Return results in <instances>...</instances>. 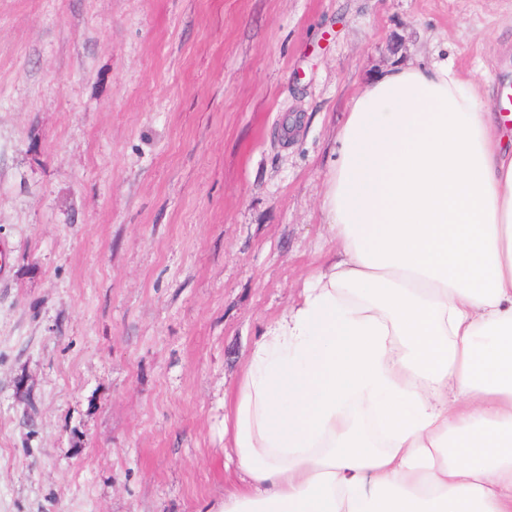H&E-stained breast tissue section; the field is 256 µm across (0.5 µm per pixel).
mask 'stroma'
Instances as JSON below:
<instances>
[{"label": "stroma", "instance_id": "stroma-1", "mask_svg": "<svg viewBox=\"0 0 512 512\" xmlns=\"http://www.w3.org/2000/svg\"><path fill=\"white\" fill-rule=\"evenodd\" d=\"M444 61L512 84V0H0V512H219L346 114Z\"/></svg>", "mask_w": 512, "mask_h": 512}]
</instances>
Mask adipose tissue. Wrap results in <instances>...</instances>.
Segmentation results:
<instances>
[{
  "instance_id": "1",
  "label": "adipose tissue",
  "mask_w": 512,
  "mask_h": 512,
  "mask_svg": "<svg viewBox=\"0 0 512 512\" xmlns=\"http://www.w3.org/2000/svg\"><path fill=\"white\" fill-rule=\"evenodd\" d=\"M447 64L353 101L337 255L224 401L220 512H512V140Z\"/></svg>"
}]
</instances>
